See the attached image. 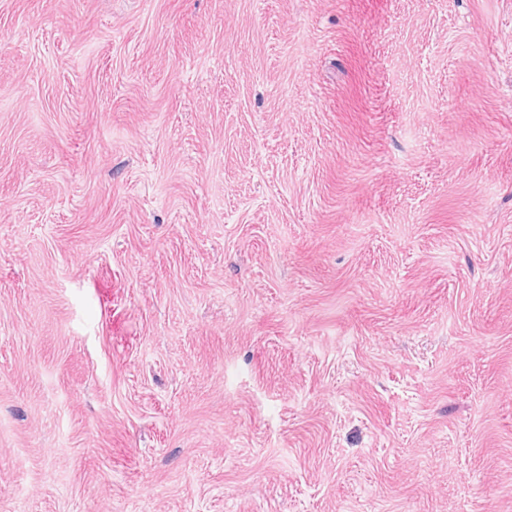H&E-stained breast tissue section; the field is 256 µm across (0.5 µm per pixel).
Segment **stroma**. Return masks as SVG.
Instances as JSON below:
<instances>
[{"instance_id": "35a3bbf8", "label": "stroma", "mask_w": 512, "mask_h": 512, "mask_svg": "<svg viewBox=\"0 0 512 512\" xmlns=\"http://www.w3.org/2000/svg\"><path fill=\"white\" fill-rule=\"evenodd\" d=\"M0 512H512V0H0Z\"/></svg>"}]
</instances>
